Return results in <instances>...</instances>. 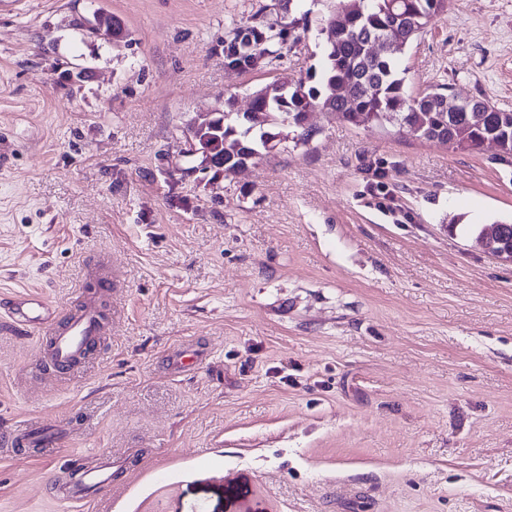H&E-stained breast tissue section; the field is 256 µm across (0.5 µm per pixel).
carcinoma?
Segmentation results:
<instances>
[{
    "label": "carcinoma",
    "mask_w": 512,
    "mask_h": 512,
    "mask_svg": "<svg viewBox=\"0 0 512 512\" xmlns=\"http://www.w3.org/2000/svg\"><path fill=\"white\" fill-rule=\"evenodd\" d=\"M446 7L447 0H344L343 9L353 16L354 26L347 29L344 21H336V36L328 42L319 86L308 87L301 79H284L269 87L270 102H265L261 95L253 97L252 108L262 111L265 131L271 133L288 123L299 129L298 141H308L311 135L306 129L308 111L300 101L304 95L315 104L329 106L331 112L358 127L389 124L442 145L454 140L455 148L463 151L480 149L497 134L503 117L512 122V112L486 102L481 112L470 109L450 112L448 95L443 92L409 95L398 69L399 56ZM111 27L124 33L115 17L99 12L88 31L98 34ZM381 34L397 42L396 47L379 56L366 53L365 43ZM291 37L289 23L259 20L251 25L236 24L224 39V63L240 62L246 72L253 68L256 58L280 57ZM231 108L232 101L225 100L224 111L218 113L216 122L203 130L188 132L187 153L195 158L197 166L205 162L202 149L217 150L224 154L222 174L226 177L261 156V146L256 144L255 152L242 157L239 142L245 138L238 116L230 112ZM478 238L493 244L495 250L503 245L512 248V224H485Z\"/></svg>",
    "instance_id": "cac0c4a2"
}]
</instances>
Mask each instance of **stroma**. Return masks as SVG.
<instances>
[{
  "label": "stroma",
  "instance_id": "1",
  "mask_svg": "<svg viewBox=\"0 0 512 512\" xmlns=\"http://www.w3.org/2000/svg\"><path fill=\"white\" fill-rule=\"evenodd\" d=\"M339 0H292L301 40L249 72L232 24L278 0H22L0 12V293L62 314L100 257L104 332L68 375L0 325V512H512V159L308 116L229 178L189 123L320 69ZM128 38L88 34L94 11ZM406 89L512 110V0H448L400 57ZM82 80L60 84L63 71ZM383 185L382 196L369 186ZM202 350L186 371L173 351ZM116 463L82 502L69 460ZM478 239L483 242L493 243V251L497 250L504 244L512 248V224H504L494 222L485 224L478 233Z\"/></svg>",
  "mask_w": 512,
  "mask_h": 512
}]
</instances>
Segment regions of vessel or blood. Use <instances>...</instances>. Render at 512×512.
<instances>
[{
  "mask_svg": "<svg viewBox=\"0 0 512 512\" xmlns=\"http://www.w3.org/2000/svg\"><path fill=\"white\" fill-rule=\"evenodd\" d=\"M0 311L12 328L23 331L31 327H47L49 335L40 337L44 363L64 374L84 360L97 346L102 319L95 297H85L81 307L64 322H57L54 303L42 295H17L0 301ZM112 459L103 457L97 466L83 468L80 480L58 488L57 497L77 502L95 496L112 483Z\"/></svg>",
  "mask_w": 512,
  "mask_h": 512,
  "instance_id": "b4317fda",
  "label": "vessel or blood"
}]
</instances>
